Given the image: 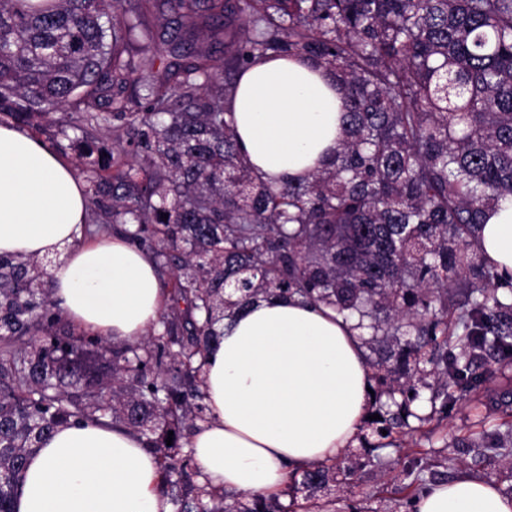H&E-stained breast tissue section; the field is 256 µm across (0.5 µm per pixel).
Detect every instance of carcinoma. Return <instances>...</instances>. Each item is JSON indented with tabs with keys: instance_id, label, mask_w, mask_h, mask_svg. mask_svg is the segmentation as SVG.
Returning a JSON list of instances; mask_svg holds the SVG:
<instances>
[{
	"instance_id": "cac0c4a2",
	"label": "carcinoma",
	"mask_w": 512,
	"mask_h": 512,
	"mask_svg": "<svg viewBox=\"0 0 512 512\" xmlns=\"http://www.w3.org/2000/svg\"><path fill=\"white\" fill-rule=\"evenodd\" d=\"M202 22L228 40L204 42ZM267 56L331 73L344 103L332 162L278 188L240 153L230 108L238 73ZM60 110L86 146L118 133L112 175L82 153L88 202L174 272L171 305L133 344L77 335L45 262L0 255V512L43 440L100 417L145 438L176 512H285L194 484L180 455L206 419L217 325L264 296L324 303L373 342L415 336L371 363L402 396L389 435L424 421L410 357L433 365L444 418L478 395V363L512 361V278L480 247L512 199V0H0V121L38 130ZM506 425L484 453H512ZM355 471L338 457L301 484Z\"/></svg>"
}]
</instances>
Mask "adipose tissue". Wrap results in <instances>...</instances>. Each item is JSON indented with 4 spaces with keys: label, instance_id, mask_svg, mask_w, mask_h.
<instances>
[{
    "label": "adipose tissue",
    "instance_id": "adipose-tissue-1",
    "mask_svg": "<svg viewBox=\"0 0 512 512\" xmlns=\"http://www.w3.org/2000/svg\"><path fill=\"white\" fill-rule=\"evenodd\" d=\"M234 129L254 171L286 180L328 165L341 139L332 74L270 58L239 78ZM85 190L71 164L28 132L0 124V255L52 259V296L79 328L132 343L157 326L165 296L152 258L122 238L87 239ZM512 273V202L482 229ZM210 412L189 446L206 483L279 493L291 472L356 443L373 381L360 333L333 309L268 297L225 319L203 365ZM159 468L136 434L98 422L57 429L29 458L14 512H168ZM415 512H512L494 480L426 486Z\"/></svg>",
    "mask_w": 512,
    "mask_h": 512
}]
</instances>
